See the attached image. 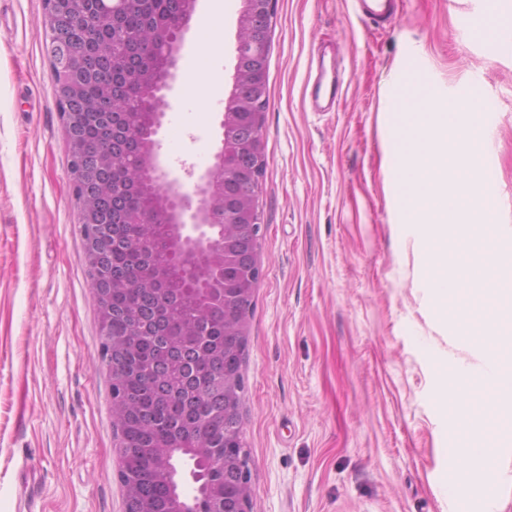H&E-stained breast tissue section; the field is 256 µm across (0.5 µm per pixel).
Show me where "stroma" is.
<instances>
[{
  "label": "stroma",
  "instance_id": "stroma-1",
  "mask_svg": "<svg viewBox=\"0 0 512 512\" xmlns=\"http://www.w3.org/2000/svg\"><path fill=\"white\" fill-rule=\"evenodd\" d=\"M197 0L158 136L162 165L202 172L232 84L241 0ZM512 0H397L392 21L352 0H275L259 181L262 277L242 372L252 512H512V446L489 493L449 470L459 413L444 365L480 372L429 285L390 148V79L453 96L484 90L483 162L495 221L512 228ZM45 0H0V512H124L111 378L84 263L80 204L45 44ZM216 51L201 56L202 43ZM335 42L343 97L308 104L307 74ZM210 74L205 105L192 86Z\"/></svg>",
  "mask_w": 512,
  "mask_h": 512
}]
</instances>
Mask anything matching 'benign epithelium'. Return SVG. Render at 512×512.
Returning a JSON list of instances; mask_svg holds the SVG:
<instances>
[{
  "label": "benign epithelium",
  "instance_id": "1",
  "mask_svg": "<svg viewBox=\"0 0 512 512\" xmlns=\"http://www.w3.org/2000/svg\"><path fill=\"white\" fill-rule=\"evenodd\" d=\"M69 0H46L47 14L55 21L71 20L75 26L93 22L100 26L110 23L103 15L90 20L83 17H67L65 5ZM195 0H174L175 15L157 31V39L169 47L163 77L149 80L144 85L146 100L159 103L136 113L131 124H125L127 114L117 110L109 114H88L79 107L78 88L69 81L58 84V104L65 108L62 113L67 140L74 144V164L71 176L76 195L81 204L80 223L89 227L86 237L87 250L107 257L114 250L128 248L129 241L116 233V225L110 214L103 212L91 195L88 186L98 173L112 167V162L136 157L129 182L112 184L110 205L117 204L119 196L133 187L143 184L155 189L153 206L144 214L132 218L141 224L144 234L135 245L148 252L155 239V228L161 226L168 246V258L159 267L153 294L159 302L167 301L166 286L170 278H178L203 310L224 305V275L234 272L238 287L231 299L253 298L261 279L262 265L260 221L246 219V215L258 212L256 189L265 164L266 137L263 107L267 97L265 82L266 57L264 49L269 37L274 14V0H242L238 18V41L235 49V66L231 89L224 97V113L220 121L221 138L213 154L212 163L198 175L192 190H187L180 178L163 170L158 162L157 135L169 107L168 94L172 89L178 64V51L182 45L186 22L194 8ZM50 68L60 74L68 72V65L84 55L78 42L50 41L46 50ZM107 121L120 118L124 122L121 142L113 146L112 154H93L91 146L78 144L77 132L93 118ZM236 191L239 204L220 206L225 188ZM93 294L97 305L107 308L115 284H131L124 273L116 274L106 264L92 270ZM251 307L230 306L224 312V321L230 323L224 342V368L242 362L249 332ZM149 312L140 313L134 320L130 337L110 346L107 361L112 375V385L121 386L128 373V366L115 360L117 354L132 353L138 345L137 336L148 322ZM172 359L165 355L145 367L144 376L152 384L169 382ZM214 377L224 378V385L216 388L214 397L221 405L224 418V452L206 455L197 449V458L206 463L208 470L224 473V482L207 483L202 491L186 493L181 490L180 475L174 471L168 458L156 454L154 472L162 483H169L175 494L169 499L165 512H252L250 457L243 446V393L237 376L224 375L215 369Z\"/></svg>",
  "mask_w": 512,
  "mask_h": 512
}]
</instances>
